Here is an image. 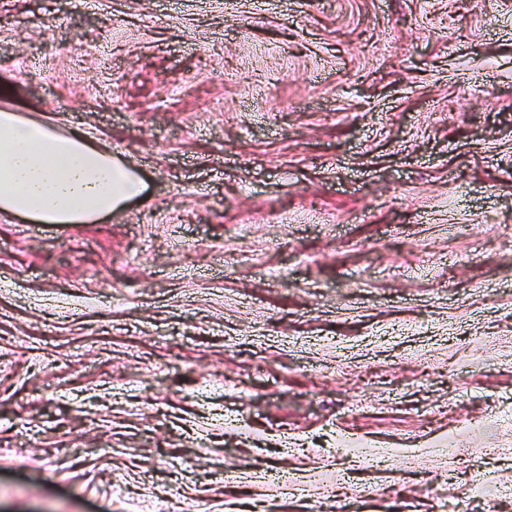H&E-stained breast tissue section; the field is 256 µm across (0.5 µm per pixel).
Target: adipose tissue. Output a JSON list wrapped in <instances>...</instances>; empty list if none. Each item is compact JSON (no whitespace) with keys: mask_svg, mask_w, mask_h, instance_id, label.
<instances>
[{"mask_svg":"<svg viewBox=\"0 0 512 512\" xmlns=\"http://www.w3.org/2000/svg\"><path fill=\"white\" fill-rule=\"evenodd\" d=\"M129 168L83 136L0 109V213L85 224L139 195Z\"/></svg>","mask_w":512,"mask_h":512,"instance_id":"obj_1","label":"adipose tissue"}]
</instances>
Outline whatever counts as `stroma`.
Segmentation results:
<instances>
[{
  "label": "stroma",
  "instance_id": "35a3bbf8",
  "mask_svg": "<svg viewBox=\"0 0 512 512\" xmlns=\"http://www.w3.org/2000/svg\"><path fill=\"white\" fill-rule=\"evenodd\" d=\"M1 107L145 191L0 217V512H512V0H0Z\"/></svg>",
  "mask_w": 512,
  "mask_h": 512
}]
</instances>
